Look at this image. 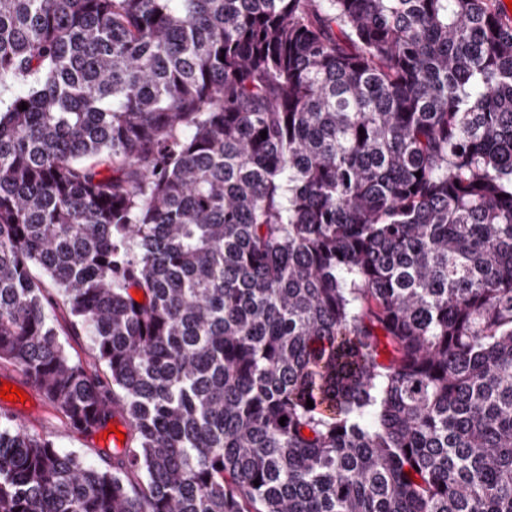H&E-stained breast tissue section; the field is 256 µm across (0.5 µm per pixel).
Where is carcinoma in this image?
<instances>
[{
  "mask_svg": "<svg viewBox=\"0 0 512 512\" xmlns=\"http://www.w3.org/2000/svg\"><path fill=\"white\" fill-rule=\"evenodd\" d=\"M0 90V361L133 435L0 512H512L499 0H0ZM65 338L67 341V348L72 355L80 357L84 364L92 366L93 368L96 366L100 371L104 369V367L95 359L92 343L87 336L70 335L65 336Z\"/></svg>",
  "mask_w": 512,
  "mask_h": 512,
  "instance_id": "obj_1",
  "label": "carcinoma"
}]
</instances>
